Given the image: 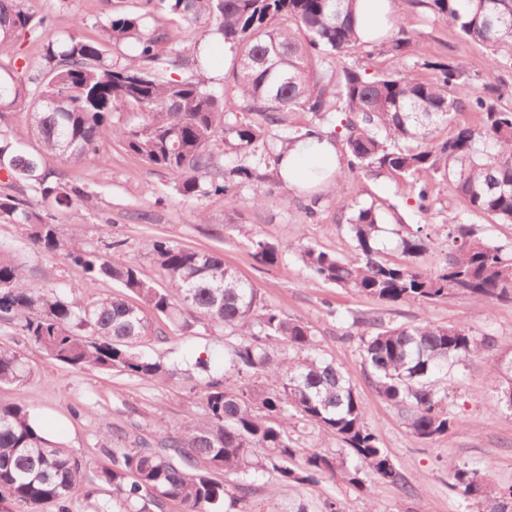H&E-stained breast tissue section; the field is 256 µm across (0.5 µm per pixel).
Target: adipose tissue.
Segmentation results:
<instances>
[{"instance_id":"1","label":"adipose tissue","mask_w":512,"mask_h":512,"mask_svg":"<svg viewBox=\"0 0 512 512\" xmlns=\"http://www.w3.org/2000/svg\"><path fill=\"white\" fill-rule=\"evenodd\" d=\"M340 167L339 153L329 140L309 138L288 148L280 162L287 185L306 184L316 173H334Z\"/></svg>"}]
</instances>
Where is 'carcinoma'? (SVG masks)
Wrapping results in <instances>:
<instances>
[{
    "mask_svg": "<svg viewBox=\"0 0 512 512\" xmlns=\"http://www.w3.org/2000/svg\"><path fill=\"white\" fill-rule=\"evenodd\" d=\"M357 0H146V10L108 17L98 41L76 32L55 35L47 19L25 8V0H0V223L25 229L40 250L80 267L89 285L110 279L136 299L120 295L90 303L49 293L28 279L0 246V319L24 316L22 330L35 349L76 369L113 370L166 383L177 370L141 355L138 347L161 335L145 310L165 318L175 331L192 323L190 309L210 326L227 332L230 367L244 380L236 389L201 372L184 380L199 396L204 418L170 430L125 433L121 447L109 448L112 466L99 479L112 486V512H154L174 502L181 512H255L251 494L267 471L299 484L342 475L362 484L364 471L397 483L401 475L366 423V408L345 372L317 352L311 326L261 302L258 289L224 258L172 241L152 243L153 262L165 284L143 278L125 260L122 241L111 251L86 249L82 192L46 164L54 156L70 166L101 161L104 145L120 141L130 152L164 170L185 198L233 197L257 178V170L279 163L278 129L287 113L307 112L344 130L347 170L328 187L346 221L355 255L340 258L312 244L299 256L313 277L381 304H433L450 294L479 303L512 302V249L477 235L466 216H490L512 224V85L472 83L465 60L456 55L427 62V79L409 72L369 74L347 65L372 42L359 36ZM456 28L467 44L490 53L494 68L512 67V0H412ZM166 21L154 25L156 18ZM380 36L382 49L398 61L413 52L406 18ZM210 27L234 53V86L227 95L208 89L202 56L186 46L187 33ZM134 43L135 55L112 62L107 46ZM41 42V74L27 79L16 67L17 46ZM61 97L63 106L42 112L44 100ZM28 109L32 142L15 139L13 115ZM480 115L472 125L460 112ZM126 112L127 119L114 122ZM229 154L228 164L219 161ZM385 174L399 184L420 213L435 204L428 172L450 183L465 205L448 216V252L443 264L427 269L414 258L430 236L419 224L399 233L403 259L392 261L380 248L383 206L347 203L346 173ZM76 232L64 237L59 224ZM254 258L280 262L286 248L260 236L248 237ZM364 370L378 395L398 408L415 438L433 441L459 420L448 413V389L437 385L458 364L495 350V341L477 338L464 323L391 326L376 312L361 313ZM23 355L0 349V386L24 379ZM494 408L512 413V386L500 387ZM297 420L318 428L349 454L354 464L338 470L336 458L304 450L290 435ZM237 476L231 487L217 473ZM451 488L473 500L478 512H512V489L489 485L478 472L455 471ZM82 490V463L47 437L30 411L0 400V500L31 507L53 504L70 512Z\"/></svg>",
    "mask_w": 512,
    "mask_h": 512,
    "instance_id": "cac0c4a2",
    "label": "carcinoma"
}]
</instances>
